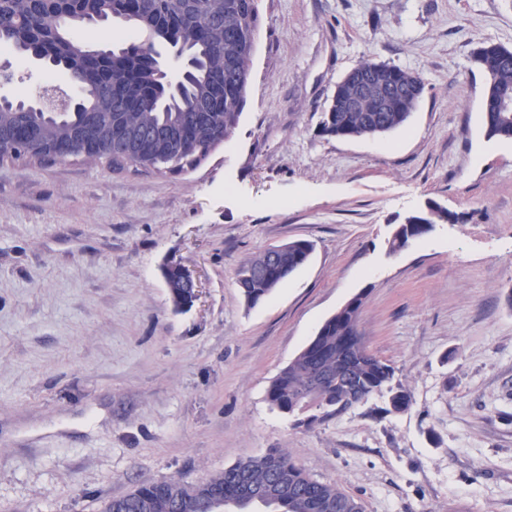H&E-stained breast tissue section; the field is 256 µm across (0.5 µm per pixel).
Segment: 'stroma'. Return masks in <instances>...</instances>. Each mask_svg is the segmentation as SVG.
Returning <instances> with one entry per match:
<instances>
[{
  "label": "stroma",
  "instance_id": "obj_1",
  "mask_svg": "<svg viewBox=\"0 0 512 512\" xmlns=\"http://www.w3.org/2000/svg\"><path fill=\"white\" fill-rule=\"evenodd\" d=\"M247 103L179 175L0 162V512H102L284 448L362 512H512V141L484 132L481 41L512 48V0H258ZM373 59L419 73L408 122L336 138L342 77ZM457 215L392 255L396 225ZM309 262L247 307L235 273L294 240ZM198 300L176 311L161 273ZM361 296L367 348L412 397L312 423L267 389ZM181 267L184 274L183 281L186 287L182 285V281L179 278L175 277L173 272L167 275L163 273L166 288H168L170 298L176 308H180L186 303L188 297L186 288L190 289L192 293L193 303L198 298L200 292L199 282L191 270L182 264Z\"/></svg>",
  "mask_w": 512,
  "mask_h": 512
}]
</instances>
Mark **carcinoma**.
Here are the masks:
<instances>
[{
    "instance_id": "cac0c4a2",
    "label": "carcinoma",
    "mask_w": 512,
    "mask_h": 512,
    "mask_svg": "<svg viewBox=\"0 0 512 512\" xmlns=\"http://www.w3.org/2000/svg\"><path fill=\"white\" fill-rule=\"evenodd\" d=\"M258 0H0V50L36 54L54 63L64 61L68 80L79 92L77 111L63 115L0 107V141L17 134L23 140L0 151V161L24 158L56 161L61 155L102 162L116 171L133 168L145 173L181 174L194 170L230 137L247 102L250 63L259 24ZM119 22L123 29L110 49H94L79 31L99 23ZM167 44L191 61L178 85L168 87L158 61L157 46ZM495 56L496 78L484 97L486 135L512 140V118H503L497 96L512 91V49L492 42L479 46ZM370 78L371 89L360 96L357 109L336 112L323 132L340 138L371 135L381 120L389 130L405 124L418 98L411 88L423 78L388 63L365 59L354 67ZM453 220L444 211L412 215L408 224L427 231ZM313 245L288 243L287 259L271 267L269 252L247 259L237 273L246 304L266 299L309 259ZM175 307L187 301L182 281L164 276ZM315 343L300 353L271 381L267 399L282 412H295L316 369L331 375L315 395L316 407L331 415L360 404L346 397L336 375L349 373L363 395L389 397L390 411H406L410 394L393 385L392 365L371 353L357 320L334 314L320 326ZM275 494L262 501L270 512H361L359 502L336 484L312 478L284 449L239 462L188 487L167 479L143 484L108 500L103 512H201L202 502L216 489L236 490L238 474Z\"/></svg>"
}]
</instances>
